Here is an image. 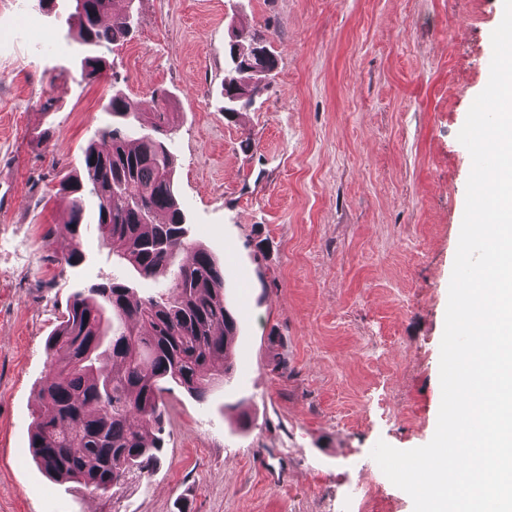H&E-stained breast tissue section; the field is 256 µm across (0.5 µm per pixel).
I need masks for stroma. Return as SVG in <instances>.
I'll use <instances>...</instances> for the list:
<instances>
[{"instance_id": "1", "label": "stroma", "mask_w": 512, "mask_h": 512, "mask_svg": "<svg viewBox=\"0 0 512 512\" xmlns=\"http://www.w3.org/2000/svg\"><path fill=\"white\" fill-rule=\"evenodd\" d=\"M72 10L0 0V512H351L369 484L382 487L372 512H413L371 450L436 430L471 171L457 135L486 86L503 0H135L131 38L92 83ZM238 24L268 34L278 64L228 119ZM117 90L146 112L167 95L190 239L223 264L239 329L207 403L166 393L165 459L111 508L47 477L30 433L67 300L124 272L92 224L82 265L54 258L68 218L55 189Z\"/></svg>"}]
</instances>
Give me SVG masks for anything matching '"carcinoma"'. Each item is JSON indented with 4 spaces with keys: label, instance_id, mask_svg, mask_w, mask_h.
<instances>
[{
    "label": "carcinoma",
    "instance_id": "obj_1",
    "mask_svg": "<svg viewBox=\"0 0 512 512\" xmlns=\"http://www.w3.org/2000/svg\"><path fill=\"white\" fill-rule=\"evenodd\" d=\"M117 2L84 0L68 18L88 81L102 73V50L124 43L134 29ZM243 36L247 50L233 43L225 55L221 110L230 117L254 102L252 96L234 100L236 83L246 79L241 64L252 59L254 47L271 48L264 32L241 28L237 37ZM154 101L156 110L143 112L125 93L112 94L101 142L85 147L82 174L63 176L57 190L69 211L60 263L76 268L85 260L80 238L90 195L101 246L141 279L168 275L163 290L142 298L134 297L125 275L79 289L47 339L51 365L40 385L30 448L54 480L109 500L161 465L168 386L206 401L231 369L238 329L224 300L223 267L190 242L171 152L174 113L167 98ZM184 252L186 259L175 262Z\"/></svg>",
    "mask_w": 512,
    "mask_h": 512
}]
</instances>
